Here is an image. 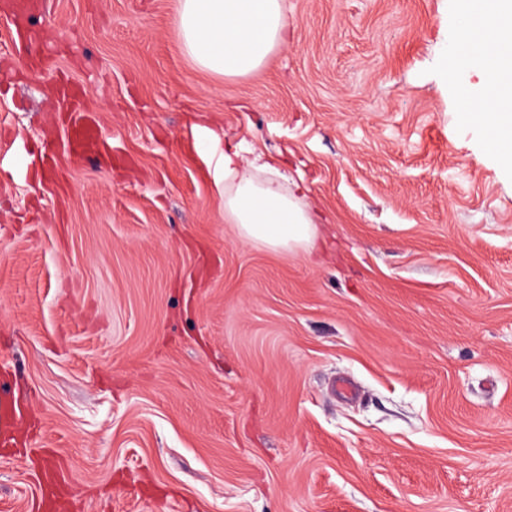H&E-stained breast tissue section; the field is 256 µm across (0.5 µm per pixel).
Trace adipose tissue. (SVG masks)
<instances>
[{
  "label": "adipose tissue",
  "instance_id": "obj_1",
  "mask_svg": "<svg viewBox=\"0 0 512 512\" xmlns=\"http://www.w3.org/2000/svg\"><path fill=\"white\" fill-rule=\"evenodd\" d=\"M448 69L468 94L467 120L486 135V147L512 170V0H456ZM483 10L487 27L472 24ZM284 0H179L183 47L201 70L237 77L259 70L288 33ZM483 42L485 52L467 46ZM477 84H470V77ZM287 175L263 154L225 146L214 163L213 184L224 197V219L240 238L271 250H315L321 238L317 217L302 203L304 187L285 189Z\"/></svg>",
  "mask_w": 512,
  "mask_h": 512
}]
</instances>
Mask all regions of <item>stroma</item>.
I'll return each instance as SVG.
<instances>
[{"mask_svg": "<svg viewBox=\"0 0 512 512\" xmlns=\"http://www.w3.org/2000/svg\"><path fill=\"white\" fill-rule=\"evenodd\" d=\"M0 0V512H512V173L458 119L454 0H285L221 77L179 0ZM77 96L107 151L34 167ZM302 176L314 252L224 221V132Z\"/></svg>", "mask_w": 512, "mask_h": 512, "instance_id": "35a3bbf8", "label": "stroma"}]
</instances>
